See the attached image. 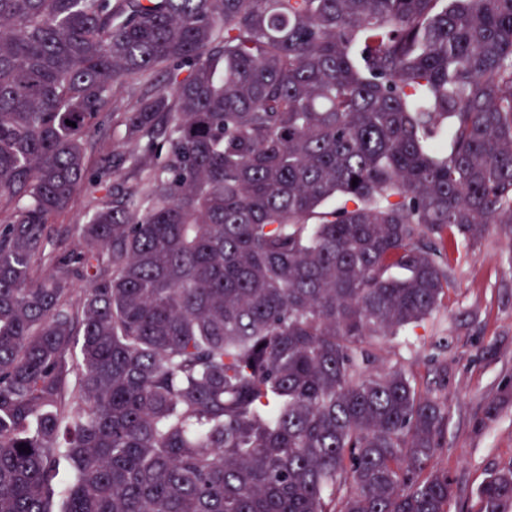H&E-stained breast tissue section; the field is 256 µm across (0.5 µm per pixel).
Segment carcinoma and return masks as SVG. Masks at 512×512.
<instances>
[{"mask_svg":"<svg viewBox=\"0 0 512 512\" xmlns=\"http://www.w3.org/2000/svg\"><path fill=\"white\" fill-rule=\"evenodd\" d=\"M2 198L0 512H448L446 400L376 343L512 224V0H0ZM150 82L140 77H130L125 80L116 89L114 97L115 106L119 112L132 109L143 97L145 92L150 89ZM126 141L123 127L116 124L103 133L93 134L87 141L86 160L89 170H96L107 153L112 154L113 164L121 167V160L128 151ZM112 145H114V152ZM98 193L82 191L75 195L68 208L52 217L50 223L58 233L75 224H86L95 205V197Z\"/></svg>","mask_w":512,"mask_h":512,"instance_id":"1","label":"carcinoma"}]
</instances>
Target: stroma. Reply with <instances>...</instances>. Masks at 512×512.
Returning a JSON list of instances; mask_svg holds the SVG:
<instances>
[{
	"mask_svg": "<svg viewBox=\"0 0 512 512\" xmlns=\"http://www.w3.org/2000/svg\"><path fill=\"white\" fill-rule=\"evenodd\" d=\"M124 130L87 141L89 170L120 164ZM453 285L414 335L382 345L385 365L404 366L425 393L448 400L446 445L436 464L457 487L450 512H475L487 472L512 462V224H494L472 249L451 255Z\"/></svg>",
	"mask_w": 512,
	"mask_h": 512,
	"instance_id": "1",
	"label": "stroma"
}]
</instances>
